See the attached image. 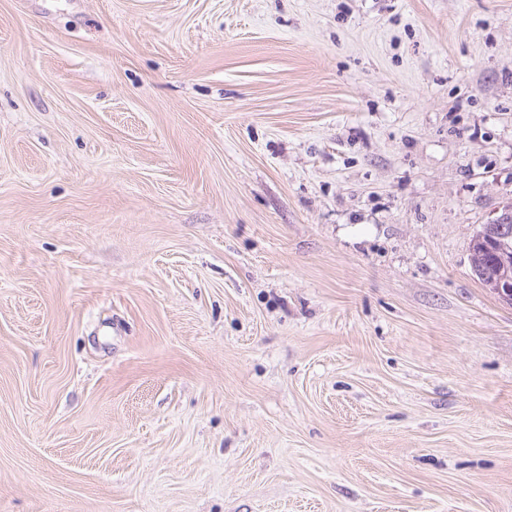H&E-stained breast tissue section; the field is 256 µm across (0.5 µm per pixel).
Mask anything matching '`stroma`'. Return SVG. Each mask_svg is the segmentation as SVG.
Here are the masks:
<instances>
[{
	"instance_id": "1",
	"label": "stroma",
	"mask_w": 512,
	"mask_h": 512,
	"mask_svg": "<svg viewBox=\"0 0 512 512\" xmlns=\"http://www.w3.org/2000/svg\"><path fill=\"white\" fill-rule=\"evenodd\" d=\"M512 0H0V512H512ZM476 234L477 238L484 240L485 249L496 255L499 264L510 263L512 261V203L503 206L495 217L488 224H484L481 231ZM476 234L472 236L468 246L471 270L477 280L490 290L487 280L477 273V270L486 262V255L482 245L474 242Z\"/></svg>"
}]
</instances>
